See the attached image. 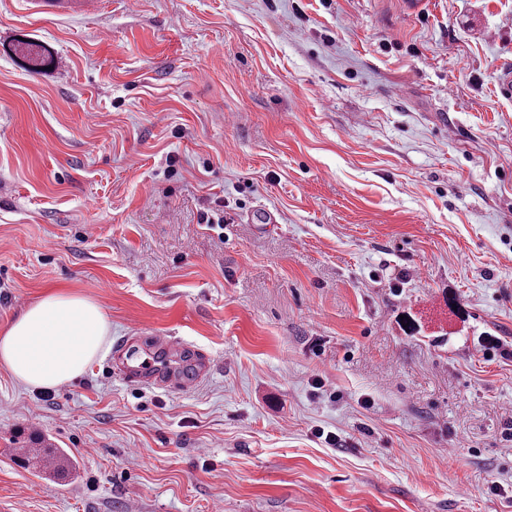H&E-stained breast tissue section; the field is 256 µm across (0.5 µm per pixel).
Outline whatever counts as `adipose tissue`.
Wrapping results in <instances>:
<instances>
[{
	"label": "adipose tissue",
	"mask_w": 512,
	"mask_h": 512,
	"mask_svg": "<svg viewBox=\"0 0 512 512\" xmlns=\"http://www.w3.org/2000/svg\"><path fill=\"white\" fill-rule=\"evenodd\" d=\"M109 323L98 304L54 288L0 330V366L32 390L83 375L108 351Z\"/></svg>",
	"instance_id": "obj_1"
}]
</instances>
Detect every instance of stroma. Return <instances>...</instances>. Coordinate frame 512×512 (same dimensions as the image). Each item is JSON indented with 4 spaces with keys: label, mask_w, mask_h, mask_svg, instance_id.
<instances>
[{
    "label": "stroma",
    "mask_w": 512,
    "mask_h": 512,
    "mask_svg": "<svg viewBox=\"0 0 512 512\" xmlns=\"http://www.w3.org/2000/svg\"><path fill=\"white\" fill-rule=\"evenodd\" d=\"M506 66L512 0H0V326L64 287L213 361L0 367V512H512ZM10 52L31 69L56 63L52 53L44 44L29 39L17 40L16 44L10 48ZM155 367L153 360H143L137 365L123 363L118 357L112 364V371L115 375L128 383L156 386H170L173 390H182L187 387V382L176 378H157L151 375L150 371ZM26 459L28 462H32L35 469L41 470V462L43 463V469H51L57 475H63L72 468L71 459L66 456L62 451L57 452L53 448H27Z\"/></svg>",
    "instance_id": "stroma-1"
}]
</instances>
